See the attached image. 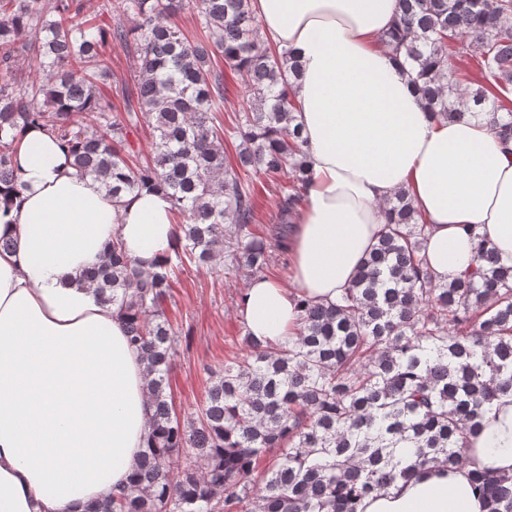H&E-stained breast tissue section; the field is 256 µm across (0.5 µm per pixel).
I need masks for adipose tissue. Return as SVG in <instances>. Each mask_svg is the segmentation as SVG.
<instances>
[{
    "mask_svg": "<svg viewBox=\"0 0 512 512\" xmlns=\"http://www.w3.org/2000/svg\"><path fill=\"white\" fill-rule=\"evenodd\" d=\"M262 33L299 56L291 93L310 178L293 217L288 279L252 278L240 297L250 336L278 344L300 327L297 301L348 288L406 190L428 226L423 253L441 282L477 263L473 234L512 258V139L492 119L425 112L403 58L383 43L399 0H251ZM61 143L27 129L22 189L0 237V512H83L129 485L151 436L146 364L115 307L83 281L112 239L152 270L177 245L165 191L120 200L75 172ZM482 467L512 474V397L470 440ZM360 512H487L466 470L427 468L366 498Z\"/></svg>",
    "mask_w": 512,
    "mask_h": 512,
    "instance_id": "ef3b65f1",
    "label": "adipose tissue"
}]
</instances>
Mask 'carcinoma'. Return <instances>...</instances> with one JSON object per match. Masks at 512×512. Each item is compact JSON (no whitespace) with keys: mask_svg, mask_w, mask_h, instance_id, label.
<instances>
[{"mask_svg":"<svg viewBox=\"0 0 512 512\" xmlns=\"http://www.w3.org/2000/svg\"><path fill=\"white\" fill-rule=\"evenodd\" d=\"M388 36L409 64L435 118L490 115L512 138V0H400ZM195 11L198 32L175 22ZM251 0H0V185L21 187L18 137L40 126L71 146L73 166L118 199L148 182L164 186L179 218V246L152 272L119 243L84 279L126 319L146 363L155 428L136 479L85 512H357L430 466L469 468L488 512H512V476L467 455L494 402L512 396V260L477 243L478 266L438 283L422 255L426 224L405 191L386 202L389 223L345 295L301 301L297 335L276 346L246 337L249 351L209 372L205 399L182 419L168 401L177 339L164 304L175 269L213 266L224 236L238 266L255 274L284 248L308 181L306 141L290 94L301 68L258 38ZM479 45L476 72L448 75V59ZM130 50L137 73L123 108L106 88L110 43ZM26 53L33 72L14 69ZM242 76L249 110L226 129L215 112L224 68ZM152 125L150 154L131 129ZM241 140L236 157L224 138ZM278 184L269 237L255 220L249 172Z\"/></svg>","mask_w":512,"mask_h":512,"instance_id":"carcinoma-1","label":"carcinoma"}]
</instances>
